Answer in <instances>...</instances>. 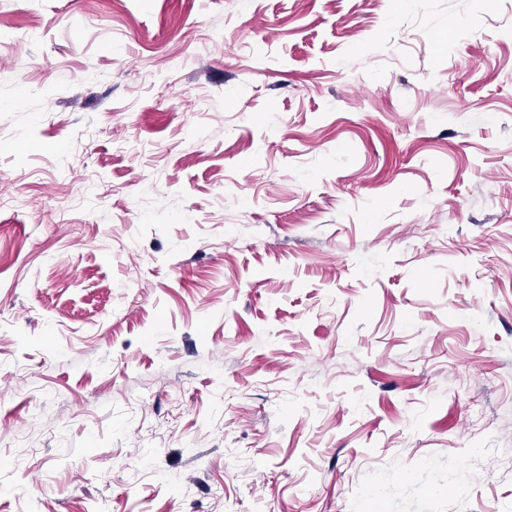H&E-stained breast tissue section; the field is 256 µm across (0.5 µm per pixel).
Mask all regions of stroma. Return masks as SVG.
Listing matches in <instances>:
<instances>
[{
  "mask_svg": "<svg viewBox=\"0 0 512 512\" xmlns=\"http://www.w3.org/2000/svg\"><path fill=\"white\" fill-rule=\"evenodd\" d=\"M0 512H512V0H0Z\"/></svg>",
  "mask_w": 512,
  "mask_h": 512,
  "instance_id": "1",
  "label": "stroma"
}]
</instances>
